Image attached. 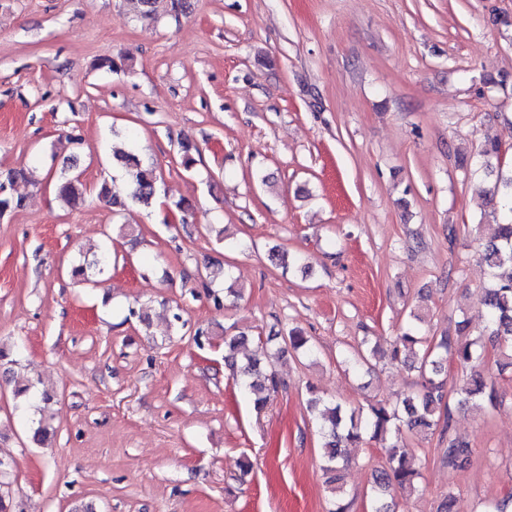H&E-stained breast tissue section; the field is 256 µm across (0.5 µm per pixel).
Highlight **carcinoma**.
Instances as JSON below:
<instances>
[{
    "label": "carcinoma",
    "instance_id": "1",
    "mask_svg": "<svg viewBox=\"0 0 512 512\" xmlns=\"http://www.w3.org/2000/svg\"><path fill=\"white\" fill-rule=\"evenodd\" d=\"M500 146L494 140L487 141L477 153L476 171L496 178L484 188L498 222L480 224L478 229L482 243V259L491 272V280L484 287L483 304L487 311L486 334L473 336L466 332L467 321L458 322V335L442 336L438 339L421 335L422 317L412 312L401 334L397 336L392 350L398 356L405 350L413 357L414 368L425 377V391L418 395L403 397L394 405L375 404L367 410H344L339 405H330L310 393L309 407L318 412L322 424L323 456L327 484L334 494H342L340 471L347 459L342 448L361 442L364 436L385 442L392 440L387 448V466L375 477L371 494V512H393V493L410 496L418 490L419 471L413 465L406 449L401 447L404 432L423 434L438 424L443 430L451 429L452 410L447 396L454 395L461 407L475 410L483 408L484 401L494 402V392L488 391V378L474 370L465 380L447 388L444 377L445 364L452 361L461 366L476 367L484 350V336L496 339L501 362L500 371L512 369V174L505 175L495 170L492 160L499 157ZM117 160L129 179V198L139 205L150 206L157 193V175L153 165L144 162L133 151L117 154ZM12 172L0 174V216L22 207V200L3 192L4 184L13 180ZM57 195L68 203L83 198L86 187L73 174H62L55 184ZM112 263V255L104 251L72 267L71 274L85 281L105 273ZM289 345L307 354L313 353L308 337L297 329L288 331ZM244 339L231 337L225 341L224 364L239 375L238 383L254 397L255 406L262 408L269 399V393L279 386L275 371L264 370L260 360L253 354L238 357ZM51 432L45 416L33 422L32 441L44 443ZM448 464L464 466L470 463L472 449L469 444L457 438L448 440L444 451Z\"/></svg>",
    "mask_w": 512,
    "mask_h": 512
}]
</instances>
